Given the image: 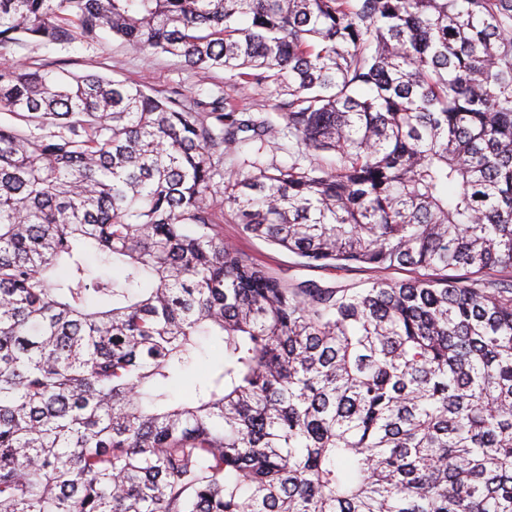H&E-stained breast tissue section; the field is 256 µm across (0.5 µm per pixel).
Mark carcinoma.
Instances as JSON below:
<instances>
[{"instance_id": "1", "label": "carcinoma", "mask_w": 512, "mask_h": 512, "mask_svg": "<svg viewBox=\"0 0 512 512\" xmlns=\"http://www.w3.org/2000/svg\"><path fill=\"white\" fill-rule=\"evenodd\" d=\"M104 35L283 123L0 69V512H512V0H0V58ZM226 209L303 267L422 274L285 278ZM233 98L239 108H247L254 112L264 109L265 112L270 113L269 115L274 122H280L276 111L273 110V105L277 102V98L269 96L263 90L251 87L240 89L233 93ZM224 242L251 257L256 263L270 268L285 277L301 279L338 280L345 283H365L376 277L405 280L416 276L411 268L390 270H376L368 265L352 264L345 270H332L325 268H308L297 264L298 259L292 253L268 245L264 241L246 236L235 217L228 209L224 210Z\"/></svg>"}]
</instances>
